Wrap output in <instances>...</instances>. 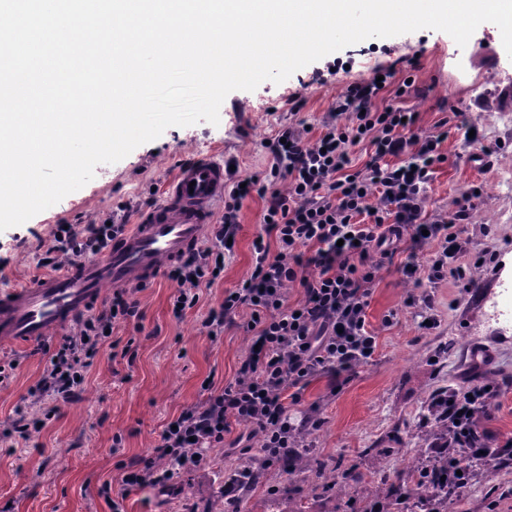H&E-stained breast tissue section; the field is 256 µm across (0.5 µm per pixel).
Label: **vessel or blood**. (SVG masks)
<instances>
[{
	"label": "vessel or blood",
	"instance_id": "b4317fda",
	"mask_svg": "<svg viewBox=\"0 0 512 512\" xmlns=\"http://www.w3.org/2000/svg\"><path fill=\"white\" fill-rule=\"evenodd\" d=\"M227 173L211 156L183 162L162 200L113 240L95 260L63 269L0 294V342L41 340L70 325L97 304L105 288L154 280L169 264L196 249L224 198Z\"/></svg>",
	"mask_w": 512,
	"mask_h": 512
}]
</instances>
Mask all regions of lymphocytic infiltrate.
Returning a JSON list of instances; mask_svg holds the SVG:
<instances>
[{
    "mask_svg": "<svg viewBox=\"0 0 512 512\" xmlns=\"http://www.w3.org/2000/svg\"><path fill=\"white\" fill-rule=\"evenodd\" d=\"M380 92L373 78L348 86L323 117L317 138H309L301 123L282 127L268 144L269 174L248 178L245 186H233L225 195L214 248L193 253L169 270L177 284L173 315L179 319L198 302L199 288L218 280L244 200L254 194L264 200L265 232L252 242V272L225 292L204 323L208 335L216 337L240 309H250L248 328L258 347L242 362L234 382L173 418L153 455L125 465L126 488L164 486L175 470L204 467L207 449L223 445L234 421L261 435L264 464L292 457L296 427L288 402H300L299 391L309 378L327 373L338 379L373 358L378 338L366 313L378 260L391 257L403 239L416 247L435 246L428 264L409 257L402 267L406 280L436 284L452 271L465 276L457 261L468 250L463 226L471 218L475 192L463 194L446 212L426 209L428 185L446 160L440 146L449 121L441 119L436 132H415L416 115L408 108H375ZM363 142L372 156L355 171L351 149ZM124 230L121 224H90L82 231L56 227L45 262L59 268L75 257L97 256ZM293 283L303 289L294 303L287 292ZM140 317L132 290H115L108 308L82 318L76 332L63 339L37 390L69 399L83 388L108 330ZM493 392L491 384L476 377L435 401L450 420L448 452L431 451L429 461L432 468L448 469V491L456 497L470 490L473 462L499 454L477 426V415Z\"/></svg>",
    "mask_w": 512,
    "mask_h": 512,
    "instance_id": "obj_1",
    "label": "lymphocytic infiltrate"
}]
</instances>
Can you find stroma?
<instances>
[{
	"mask_svg": "<svg viewBox=\"0 0 512 512\" xmlns=\"http://www.w3.org/2000/svg\"><path fill=\"white\" fill-rule=\"evenodd\" d=\"M392 71L378 106L395 103L405 78H414L418 95L407 104L416 128L434 131L445 113L464 112L466 127L452 128L440 150L447 160L427 188L429 209L446 210L469 189L480 192L465 227L468 251L461 263L474 278L468 285L447 281L424 284L433 295L436 325L421 327V312L404 307L414 291L400 271L409 242L378 270L367 309V323L378 337L373 359L352 368L343 384L330 389L329 377L310 378L301 401L289 404L292 422L311 414L318 426L297 434L296 449L324 461L334 474H354L352 500L325 489L310 491L312 470L293 474L296 496L280 502V512H351L352 505L375 502L388 512H419L415 499L393 500L407 468L427 465L426 450L439 437L423 421L424 405L448 388L464 385L480 370L498 375L496 394L479 419L494 448L512 444V223L497 217L512 211V58L498 27L481 24L466 46L433 29L388 38H369L313 62L276 84L230 93L220 122L167 128L154 141L135 148L114 164H101L81 189L65 196L22 225L0 232V292L48 274L43 257L59 224H100L126 205L157 201L182 159L218 155L234 162V178L265 176L272 157L266 147L281 126L305 121L319 127L347 86ZM476 128L493 151L474 158L467 127ZM263 200L246 198L232 251L224 255L223 278L200 291L196 307L182 318L171 311L176 285L159 277L135 292L142 314L139 329L115 327L112 337L127 353L111 358L102 351L80 395L64 403L47 396L32 403L28 390L41 378L61 337L27 346L0 345V366L17 361L0 383V512H112L122 497L124 512H224V481L252 451L211 449L208 464L176 474L165 487L124 491L121 464L156 448L168 421L200 405L204 385L219 390L233 382L250 351L249 310H241L221 336L210 337L202 323L225 291L237 288L253 267L252 241L262 232ZM495 255L498 266L478 263ZM46 417L29 439L8 433L16 408ZM472 488L465 499L449 497L441 512H512V454L485 465L474 463Z\"/></svg>",
	"mask_w": 512,
	"mask_h": 512,
	"instance_id": "obj_1",
	"label": "stroma"
}]
</instances>
